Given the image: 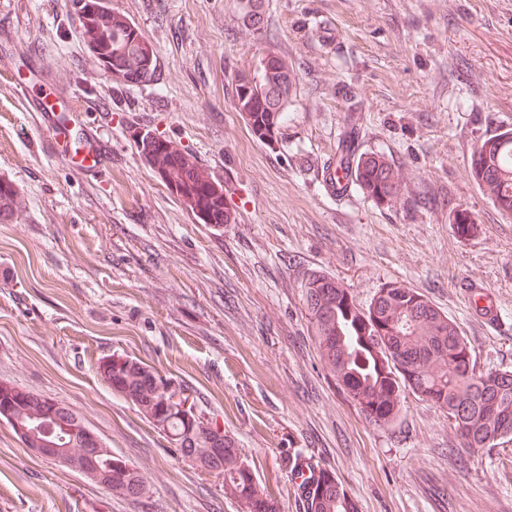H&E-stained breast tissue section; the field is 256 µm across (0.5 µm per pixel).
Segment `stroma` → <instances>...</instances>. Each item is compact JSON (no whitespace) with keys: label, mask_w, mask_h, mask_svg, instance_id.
Returning a JSON list of instances; mask_svg holds the SVG:
<instances>
[{"label":"stroma","mask_w":512,"mask_h":512,"mask_svg":"<svg viewBox=\"0 0 512 512\" xmlns=\"http://www.w3.org/2000/svg\"><path fill=\"white\" fill-rule=\"evenodd\" d=\"M112 6L154 46L157 82L113 84L68 0H0V180L18 210L0 223V382L77 413L145 491L114 496L0 421V512H245L102 379L114 352L183 388L280 512H304L297 453L359 512H512V440L450 457L446 414L411 394L392 426L370 424L322 365L301 288L320 273L363 306L383 284L415 288L457 322L477 370H512V221L469 163L512 128V0H264L258 26L248 0ZM266 50L297 76L271 146L231 90ZM25 87L106 145L100 172L52 147ZM350 127L359 151L402 169L397 202L328 191ZM141 132L224 182L235 223H200L143 159ZM478 285L497 325L470 301Z\"/></svg>","instance_id":"stroma-1"}]
</instances>
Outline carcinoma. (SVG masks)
<instances>
[{"mask_svg":"<svg viewBox=\"0 0 512 512\" xmlns=\"http://www.w3.org/2000/svg\"><path fill=\"white\" fill-rule=\"evenodd\" d=\"M71 9L88 35L95 61L123 86L143 85L157 76L154 48L140 29L112 8L111 0H71ZM234 105L260 140L272 145L296 85L293 70L282 57L263 52L235 72ZM354 132L347 134L336 159V176L382 203L397 200L403 173L380 153L356 151ZM145 162L203 224H231L232 211L223 184L205 174L190 154L150 133L138 136ZM472 176L483 194L512 219V130L480 140L470 160ZM16 191L0 181V222L13 213ZM304 304L312 324L319 358L336 387L360 414L379 427L393 424L405 391L446 413L460 442L457 453L468 454L512 439V371L476 370L470 347L458 324L423 294L402 284L380 288L367 307L357 304L339 281L310 274L302 282ZM99 372L113 391L130 401L159 430L170 435L182 455L207 473L217 471L224 496L243 502L247 512H279L278 502L261 486L251 466L230 437L217 432L196 411L195 403L179 409L189 397L172 389L179 401L160 409L161 377L146 363L113 353L99 361ZM17 397L12 412L20 423L52 413L67 427L84 424L73 411H61L53 400L7 382L0 392ZM55 443L64 454L84 456L86 477L115 495L135 497L144 490L140 475L111 451L82 446L59 432ZM305 512H357V505L333 472L303 490Z\"/></svg>","mask_w":512,"mask_h":512,"instance_id":"1","label":"carcinoma"}]
</instances>
